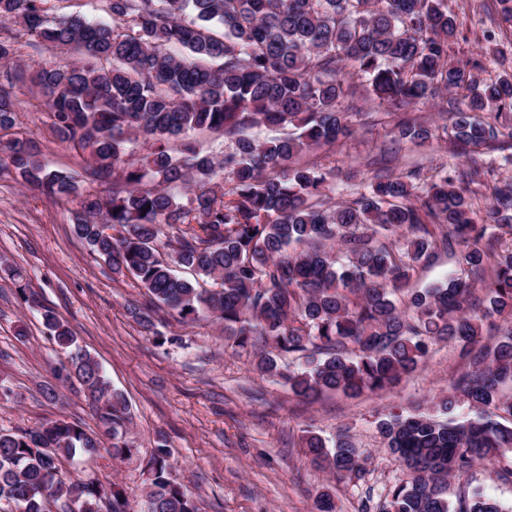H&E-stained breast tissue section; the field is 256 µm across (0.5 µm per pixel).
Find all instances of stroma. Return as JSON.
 Segmentation results:
<instances>
[{
    "mask_svg": "<svg viewBox=\"0 0 512 512\" xmlns=\"http://www.w3.org/2000/svg\"><path fill=\"white\" fill-rule=\"evenodd\" d=\"M457 18L450 53L481 79L504 74L495 58L512 48V26L502 19L499 0H448ZM18 129L37 144L48 166L80 171L83 158L50 130L47 109L29 80L16 82ZM462 91L410 106L376 107L365 89L340 103L355 128L352 137L313 147L302 165L332 171L337 198L363 192L377 171L419 172L428 183L449 164L468 170L466 194L477 213L489 204L491 187L512 178L504 156L512 154V117L499 140L475 151L473 159L453 158L449 131L452 109ZM428 126L433 136L418 145L401 139L405 121ZM78 201H59L22 187L14 173H0V384L11 394L0 399V428L30 429L63 418L95 427L83 392L58 379L69 356L48 336L40 315L25 301L34 294L69 326L83 350L103 367L129 405L126 440L132 452L112 458L109 445L92 455L64 460L69 481L94 482L103 489L122 484L128 512H144L146 466L158 444L171 453L173 478L189 488L202 512H317L315 497L329 491L335 512H361V491L311 463L302 447L305 431L331 439L347 429L369 453L375 490L401 477L378 423L392 408L429 407L446 396L467 367L460 350L440 343L425 366L391 389L358 397L328 391L314 401L294 396L284 384L261 376L258 349H241L225 339L213 320L190 325L159 312L156 325L167 341L156 345L127 313L129 304L149 297L132 278L113 274L105 261L76 237L72 214ZM53 386L48 399L44 386Z\"/></svg>",
    "mask_w": 512,
    "mask_h": 512,
    "instance_id": "obj_1",
    "label": "stroma"
}]
</instances>
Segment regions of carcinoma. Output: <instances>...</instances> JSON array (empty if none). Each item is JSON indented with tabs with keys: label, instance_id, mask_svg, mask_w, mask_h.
<instances>
[{
	"label": "carcinoma",
	"instance_id": "cac0c4a2",
	"mask_svg": "<svg viewBox=\"0 0 512 512\" xmlns=\"http://www.w3.org/2000/svg\"><path fill=\"white\" fill-rule=\"evenodd\" d=\"M51 0H0V139L17 125L14 68L18 39L80 51L66 65H40L32 82L45 98L56 137L86 154L82 173L51 169L29 139L9 141L0 171L60 201L79 200L73 228L112 273L134 278L151 300L130 316L163 343L155 315L183 323L213 318L240 348L262 342L302 359L281 365L262 355L259 371L298 397L326 391H383L429 359L438 342L457 344L468 369L433 412L401 409L379 432L406 478L384 494L382 512H505L480 488L488 465L512 477V324L499 341L480 343L485 321L512 316V183L493 187L485 215L470 207L466 172L450 170L423 189L417 175L381 176L354 201L336 202L328 173L294 159L352 132L338 99L365 80L379 104H417L466 90L452 123L461 147L498 136L482 113L512 111V74L480 82L451 62L456 18L447 0H108L112 22L54 16ZM287 128L278 138L248 131ZM209 131L235 139L221 154L189 138ZM224 175L230 188L215 181ZM110 185L107 194L86 185ZM110 224L109 236L101 225ZM166 237L160 251L161 237ZM309 248L290 250L294 243ZM456 256L466 276L410 297L415 266L436 249ZM212 280L217 288L202 287ZM62 348L76 343L53 312H41ZM68 376L88 394L98 431L56 419L34 429L0 430V502L20 512H51L61 501L79 512H127L112 484L110 509L99 487L66 482L61 459L92 454L101 437L112 458L124 442L125 396L88 353L71 357ZM311 461L357 486L367 484L368 454L339 433L332 445L305 431ZM165 445L147 464L150 512H199L192 493L171 479ZM459 484L448 499L451 482Z\"/></svg>",
	"mask_w": 512,
	"mask_h": 512
}]
</instances>
